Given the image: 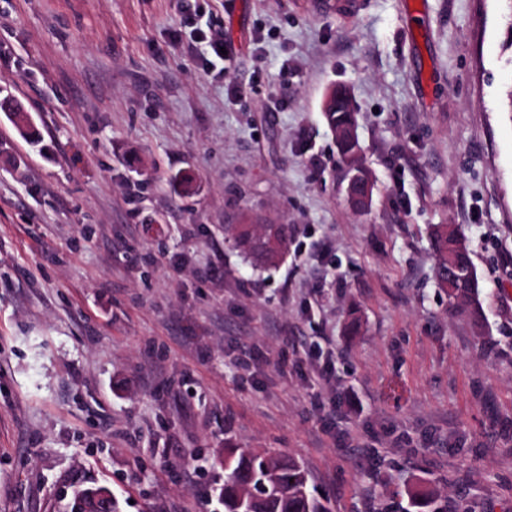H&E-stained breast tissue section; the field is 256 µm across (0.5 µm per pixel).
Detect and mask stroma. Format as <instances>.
<instances>
[{"instance_id": "obj_1", "label": "stroma", "mask_w": 512, "mask_h": 512, "mask_svg": "<svg viewBox=\"0 0 512 512\" xmlns=\"http://www.w3.org/2000/svg\"><path fill=\"white\" fill-rule=\"evenodd\" d=\"M0 0V512H224V451L331 512H512L505 0ZM235 50L206 74L204 33ZM347 88L364 213L322 110ZM285 224L254 268L228 224ZM459 230L481 318L439 288ZM330 363L331 382L311 375ZM406 491L409 500V506L415 510L408 509V511L404 512H427L424 509L431 507L435 502L436 493L433 489L418 486L416 487L412 484L407 486ZM109 491L105 486L82 488L80 494L73 495L70 512H99L103 498Z\"/></svg>"}]
</instances>
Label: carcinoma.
Returning a JSON list of instances; mask_svg holds the SVG:
<instances>
[{
	"label": "carcinoma",
	"mask_w": 512,
	"mask_h": 512,
	"mask_svg": "<svg viewBox=\"0 0 512 512\" xmlns=\"http://www.w3.org/2000/svg\"><path fill=\"white\" fill-rule=\"evenodd\" d=\"M335 93L333 88L327 94L330 108L325 117L330 128L335 133L356 129L352 103L335 97ZM336 145L346 166L358 171V179L373 185L360 164L362 147L358 137L347 136ZM224 232L232 235L234 247L260 268L279 264L288 249L286 224H234L224 228ZM433 249L438 260L440 287L448 285V262L464 272L455 287L448 291V299L468 304L473 316H481L478 277L458 231H450L446 226L437 228L433 234ZM224 472L225 512H330L322 499L310 491L307 471L293 458L226 448ZM108 492L105 486L81 489V493L72 498L70 512H100ZM407 496L413 512H426L435 502L436 493L430 488L410 485Z\"/></svg>",
	"instance_id": "obj_1"
}]
</instances>
